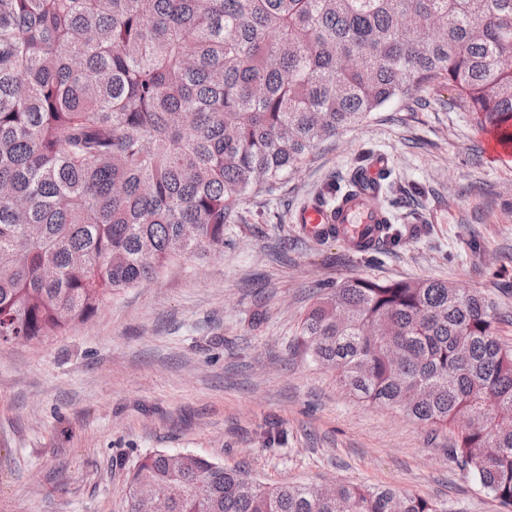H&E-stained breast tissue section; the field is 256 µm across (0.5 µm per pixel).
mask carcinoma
I'll return each mask as SVG.
<instances>
[{"label": "carcinoma", "mask_w": 512, "mask_h": 512, "mask_svg": "<svg viewBox=\"0 0 512 512\" xmlns=\"http://www.w3.org/2000/svg\"><path fill=\"white\" fill-rule=\"evenodd\" d=\"M443 81L512 145V0H0V344L63 335L127 288L224 250L241 197ZM448 281L348 279L297 341L359 398L454 433L512 509V346ZM162 512H462L390 488L265 485L142 457Z\"/></svg>", "instance_id": "1"}]
</instances>
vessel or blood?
I'll list each match as a JSON object with an SVG mask.
<instances>
[{"mask_svg": "<svg viewBox=\"0 0 512 512\" xmlns=\"http://www.w3.org/2000/svg\"><path fill=\"white\" fill-rule=\"evenodd\" d=\"M378 167H370L356 190L335 206L313 205L298 215L306 233L313 237L333 234L349 248L365 252L376 247L384 236L389 215L377 184Z\"/></svg>", "mask_w": 512, "mask_h": 512, "instance_id": "obj_1", "label": "vessel or blood"}]
</instances>
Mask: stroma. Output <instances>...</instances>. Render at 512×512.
<instances>
[{
    "instance_id": "obj_1",
    "label": "stroma",
    "mask_w": 512,
    "mask_h": 512,
    "mask_svg": "<svg viewBox=\"0 0 512 512\" xmlns=\"http://www.w3.org/2000/svg\"><path fill=\"white\" fill-rule=\"evenodd\" d=\"M437 82L249 191L224 251L165 268L62 336L0 345V512H127L148 454L242 466L260 482L358 484L504 512L448 456V432L367 405L296 343L323 288L430 277L495 302L512 344V150ZM384 157L394 240L356 253L297 221Z\"/></svg>"
}]
</instances>
